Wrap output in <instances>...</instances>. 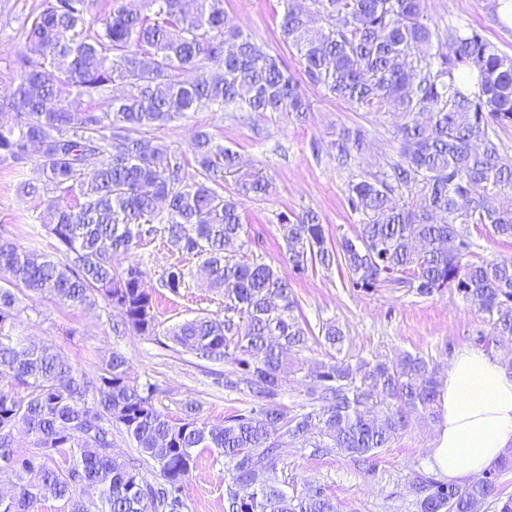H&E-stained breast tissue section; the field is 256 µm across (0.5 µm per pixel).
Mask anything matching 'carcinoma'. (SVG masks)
<instances>
[{"mask_svg":"<svg viewBox=\"0 0 512 512\" xmlns=\"http://www.w3.org/2000/svg\"><path fill=\"white\" fill-rule=\"evenodd\" d=\"M278 34L296 49L304 79L266 44L227 27L224 0H194L190 10L184 0H112L95 15L86 0H43L28 18L10 91L0 95V163H35L41 178L22 192L39 197L45 181L76 204L47 200L40 214L63 261L0 238V477L16 489L0 497V512H39L45 490L58 512H190L185 483L199 448L230 464L224 512H337L320 488L290 496L269 483L281 449L309 440L371 469L416 420L439 418L441 372L410 352L353 365L341 357L345 330L326 322L318 335L334 355L309 374L311 410L287 416L277 397L313 338L292 283L319 267L347 270L350 287L367 293L453 289L487 318L491 336L478 342H512V259L484 257L472 240L481 226L512 242V155L497 138L512 125V56L473 27L440 32L428 0H283ZM186 70L194 78L178 77ZM304 80L395 119L397 160L347 183L348 206L359 215L353 236L329 243L317 212L281 214L288 270L242 262L238 197H266L271 182L245 174L224 193L237 155L205 131L193 139L197 177L188 182L184 154L148 129L208 106L301 117L310 109ZM112 88L118 93L97 105ZM367 148L363 127L344 129L337 163ZM157 235L171 252L198 259L193 272L170 265L162 287L178 295L198 275L224 295V317L160 330L145 270L114 265ZM46 293L73 308L101 301L120 313L118 333L166 334L201 359L227 362L233 377L216 384L245 386L251 408L219 422L173 419L157 408V388L131 377L122 353L89 377L54 347L24 342L23 299ZM118 426L138 458L114 457ZM19 430L31 447L15 446ZM508 472L512 451L480 482L414 471L415 512H512V494L499 484Z\"/></svg>","mask_w":512,"mask_h":512,"instance_id":"1","label":"carcinoma"}]
</instances>
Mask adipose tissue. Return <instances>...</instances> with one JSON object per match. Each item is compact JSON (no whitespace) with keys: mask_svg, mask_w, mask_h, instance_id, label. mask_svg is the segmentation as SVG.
<instances>
[{"mask_svg":"<svg viewBox=\"0 0 512 512\" xmlns=\"http://www.w3.org/2000/svg\"><path fill=\"white\" fill-rule=\"evenodd\" d=\"M512 448V371L473 348L454 355L441 387L439 420L430 462L458 482L480 476Z\"/></svg>","mask_w":512,"mask_h":512,"instance_id":"adipose-tissue-1","label":"adipose tissue"}]
</instances>
